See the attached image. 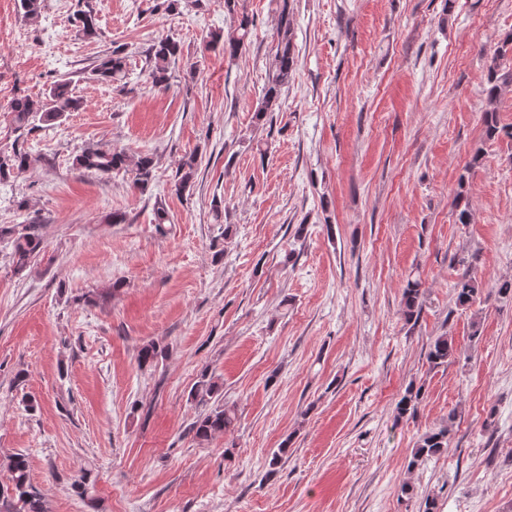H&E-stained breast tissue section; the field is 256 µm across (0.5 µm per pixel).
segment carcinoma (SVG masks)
Wrapping results in <instances>:
<instances>
[{
    "label": "carcinoma",
    "mask_w": 512,
    "mask_h": 512,
    "mask_svg": "<svg viewBox=\"0 0 512 512\" xmlns=\"http://www.w3.org/2000/svg\"><path fill=\"white\" fill-rule=\"evenodd\" d=\"M238 0H224L227 11L236 16L237 25L234 32L225 37L220 33L210 34L208 43L224 42V54L237 58L245 50L253 28V19L246 13H237ZM75 26L79 35L86 39L100 36L97 18L93 8L80 10L75 17ZM512 52V30L506 32L500 39L490 63L487 65V94L489 100L497 98L502 87L512 83V74L500 73L498 59L507 52ZM182 49L178 42L172 39H160L146 51L148 61V79L152 86L162 88L168 85L170 65L179 61ZM127 55L122 47H115L112 52L100 57L87 71L88 79L98 82L118 84L126 78ZM296 67L295 47L293 42V19L288 7V0H282L277 24V45L269 67L268 81L264 88L263 97L256 111L257 120L266 118L267 114L280 111L282 96L292 79ZM82 99L74 96L70 90V81L59 79L52 83L42 99H32L24 96L16 98L11 104V113L16 128L26 129L33 120L55 122L68 112H77L83 108ZM485 137L493 140L505 132L500 126L497 112L491 108L483 114ZM30 154L15 149L10 154L0 153V180H5L15 173L29 168ZM73 165L88 172L105 176L121 171H132L135 174L134 187L142 194L151 190L154 179V158L149 153L130 156L122 150L110 146L88 144L83 146L73 158ZM198 172L196 155L182 159L177 167L172 185V191L181 195L194 187ZM458 222L467 224L470 220V203L465 179L459 181V191L456 195ZM10 242L11 261L14 272L25 273L31 266L32 260L43 249V239L40 225L33 219H27L20 224L10 226L0 225V240ZM487 288V284L465 273L454 284L456 304L467 308ZM424 290L421 280L410 278L402 289V311L406 321L416 320L422 310ZM456 355L453 342L446 336H438L429 344L426 361L429 368L435 369L448 365ZM165 356V351L151 342L144 345L138 354L140 366H151L159 358ZM220 385L214 377L204 372L192 389L194 398L201 401L218 395ZM422 388L410 387L396 405V414L402 418L412 415L417 409L421 398ZM456 418L455 413L448 414V425L425 433L419 440L413 454L411 465L431 457L439 456L448 451L450 425ZM234 415L222 404L214 406L208 413L198 417L192 423L191 430L199 440H207L217 433H222L233 424ZM7 470L9 484L6 490L0 489V498L10 503L13 512H47L44 499L33 490L29 477V462L26 455L16 453L8 458Z\"/></svg>",
    "instance_id": "obj_1"
}]
</instances>
